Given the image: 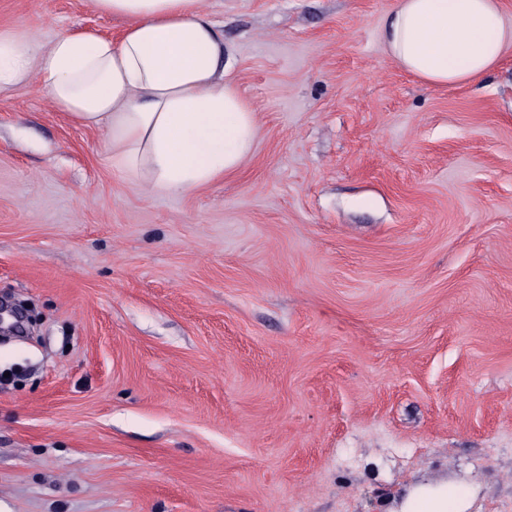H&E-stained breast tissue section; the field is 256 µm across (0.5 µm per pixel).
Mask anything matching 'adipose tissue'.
Listing matches in <instances>:
<instances>
[{"mask_svg": "<svg viewBox=\"0 0 512 512\" xmlns=\"http://www.w3.org/2000/svg\"><path fill=\"white\" fill-rule=\"evenodd\" d=\"M125 19L120 36L0 31V91L39 79L77 126L105 132L113 169L156 195H186L235 174L253 153L255 110L226 78L224 41L202 0H93ZM397 65L430 85L482 78L512 50L498 0H397L383 30ZM465 490L417 485L400 512H467Z\"/></svg>", "mask_w": 512, "mask_h": 512, "instance_id": "1", "label": "adipose tissue"}]
</instances>
